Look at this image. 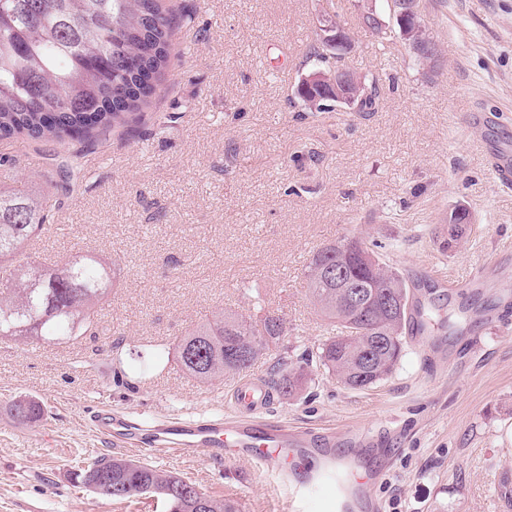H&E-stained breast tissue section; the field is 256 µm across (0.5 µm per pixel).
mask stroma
<instances>
[{
    "mask_svg": "<svg viewBox=\"0 0 512 512\" xmlns=\"http://www.w3.org/2000/svg\"><path fill=\"white\" fill-rule=\"evenodd\" d=\"M192 17L167 69L122 134L0 140V181L51 194V229L32 257L54 266L82 248L112 262V294L91 330L57 344L0 343V512H168L158 497L112 500L75 485L104 457L178 473L238 512H291L293 488L246 457L114 447L91 411L166 418L232 415L237 378L187 375L175 344L225 311L281 314L288 334L250 369L269 380L335 330L308 291L313 254L344 237L382 242L425 309L462 331L412 346L385 380L344 387L322 368L262 423L326 432L371 428L394 455L368 491L378 512H512V187L487 156L512 149V0H419L435 53L362 23L367 0H170ZM353 41L333 59L379 88L375 112L302 110L322 17ZM472 224L457 247L434 232L456 205ZM44 408L18 424L9 404Z\"/></svg>",
    "mask_w": 512,
    "mask_h": 512,
    "instance_id": "35a3bbf8",
    "label": "stroma"
}]
</instances>
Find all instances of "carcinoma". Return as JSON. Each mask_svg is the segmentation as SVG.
I'll return each instance as SVG.
<instances>
[{
  "instance_id": "cac0c4a2",
  "label": "carcinoma",
  "mask_w": 512,
  "mask_h": 512,
  "mask_svg": "<svg viewBox=\"0 0 512 512\" xmlns=\"http://www.w3.org/2000/svg\"><path fill=\"white\" fill-rule=\"evenodd\" d=\"M190 16H172L164 0H0V137L33 139L87 137L105 133L138 111L151 96L147 84L167 68L175 28ZM419 57L430 59L431 43L418 30L408 36ZM313 72L329 55L322 41L310 51ZM295 98L309 112H323L336 103L314 89ZM376 84L365 85L354 100L357 112L375 111ZM54 208L50 195H21L0 187V340L25 343L67 339L90 326L112 290V264L91 252H78L57 269L30 260V241L46 226ZM370 254L375 269H364L353 248ZM344 269L345 277L362 283L375 299L397 295L398 320L372 312L364 319L343 303L336 285L318 272L319 257ZM308 288L320 312L339 329L338 336L319 346L316 362L351 389L385 380L406 349L405 331L412 330L410 285L383 261L376 244L344 238L318 249L306 271ZM288 335L284 318L269 310L248 318L216 313L211 320L179 337L176 348L182 369L195 380L247 373L256 359ZM250 347L249 360L237 363L226 352ZM278 377L271 387L293 396L308 380L306 367L278 358ZM14 418L33 423L41 416L39 402L18 399ZM100 464L128 482L127 498L150 482L154 494L171 512H190L192 504L171 498L166 490L185 478L123 458H102Z\"/></svg>"
}]
</instances>
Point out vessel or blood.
<instances>
[{
	"label": "vessel or blood",
	"mask_w": 512,
	"mask_h": 512,
	"mask_svg": "<svg viewBox=\"0 0 512 512\" xmlns=\"http://www.w3.org/2000/svg\"><path fill=\"white\" fill-rule=\"evenodd\" d=\"M274 401L271 389L262 383H246L236 394V403L248 413L266 409ZM93 427L106 438L127 444L130 424L125 415L112 408H101L90 416ZM373 443L371 437L359 436L352 447L337 448L335 442H323L324 463L312 473L303 486L305 494L319 488L332 491L336 512H348L349 507H367V488L381 471L372 463H360L359 458ZM309 441L287 429H272L251 420L212 419L207 421L166 419L153 426L149 443L154 450H177L195 453L205 450L214 456L245 454L260 462L266 472L284 480L288 477L287 463L303 459Z\"/></svg>",
	"instance_id": "vessel-or-blood-1"
}]
</instances>
